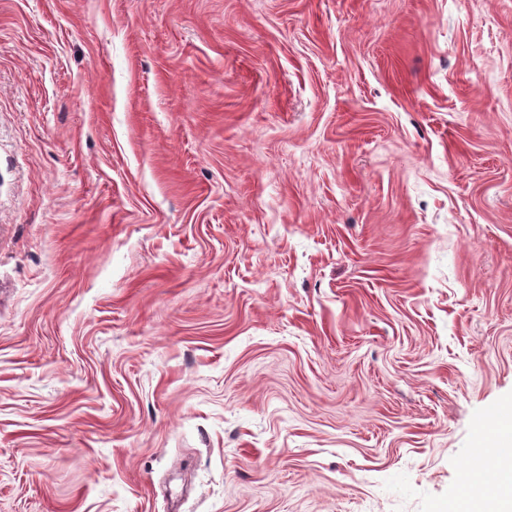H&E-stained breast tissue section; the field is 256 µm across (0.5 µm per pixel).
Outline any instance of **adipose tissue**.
<instances>
[{
	"mask_svg": "<svg viewBox=\"0 0 512 512\" xmlns=\"http://www.w3.org/2000/svg\"><path fill=\"white\" fill-rule=\"evenodd\" d=\"M450 512H512V428L475 449Z\"/></svg>",
	"mask_w": 512,
	"mask_h": 512,
	"instance_id": "obj_1",
	"label": "adipose tissue"
}]
</instances>
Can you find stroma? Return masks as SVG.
I'll list each match as a JSON object with an SVG mask.
<instances>
[{
	"label": "stroma",
	"mask_w": 512,
	"mask_h": 512,
	"mask_svg": "<svg viewBox=\"0 0 512 512\" xmlns=\"http://www.w3.org/2000/svg\"><path fill=\"white\" fill-rule=\"evenodd\" d=\"M512 400V0H0V512H440Z\"/></svg>",
	"instance_id": "obj_1"
}]
</instances>
